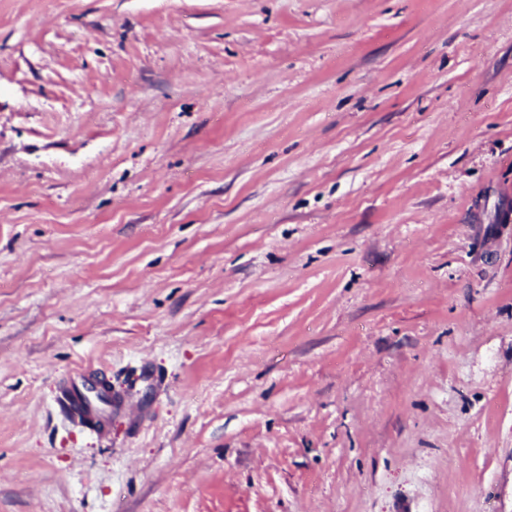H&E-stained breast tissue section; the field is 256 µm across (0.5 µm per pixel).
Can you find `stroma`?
I'll list each match as a JSON object with an SVG mask.
<instances>
[{
	"mask_svg": "<svg viewBox=\"0 0 512 512\" xmlns=\"http://www.w3.org/2000/svg\"><path fill=\"white\" fill-rule=\"evenodd\" d=\"M0 512H512V0H0ZM57 402L62 412L77 415L91 432L99 435L102 429L99 421L100 413L87 402L86 396L79 386L71 385L62 389L57 397Z\"/></svg>",
	"mask_w": 512,
	"mask_h": 512,
	"instance_id": "stroma-1",
	"label": "stroma"
}]
</instances>
